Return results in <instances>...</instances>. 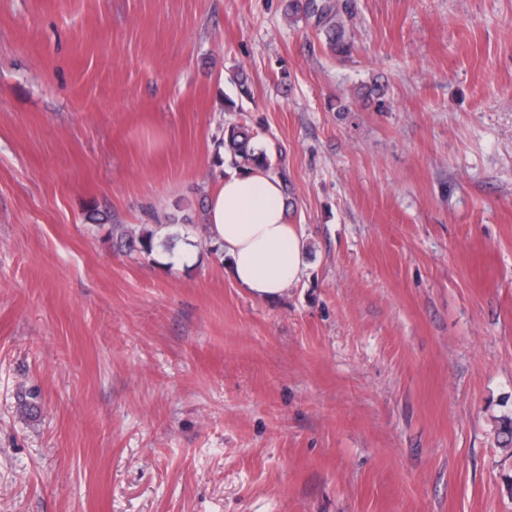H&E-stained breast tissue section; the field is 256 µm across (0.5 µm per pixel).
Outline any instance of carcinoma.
Listing matches in <instances>:
<instances>
[{
	"instance_id": "1",
	"label": "carcinoma",
	"mask_w": 512,
	"mask_h": 512,
	"mask_svg": "<svg viewBox=\"0 0 512 512\" xmlns=\"http://www.w3.org/2000/svg\"><path fill=\"white\" fill-rule=\"evenodd\" d=\"M285 14L291 22L300 20L310 24L324 37L328 48L337 55H348L353 49L349 23L353 12L349 0H286ZM218 145L224 147L231 164L241 170L259 168L277 175L283 182L285 194L292 195L288 171L273 163L268 149L261 143L258 133L246 124L230 123L223 128ZM142 228L135 231L125 224H113L109 235L119 249L150 256L159 246L157 230Z\"/></svg>"
}]
</instances>
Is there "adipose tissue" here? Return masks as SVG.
Masks as SVG:
<instances>
[{"label": "adipose tissue", "mask_w": 512, "mask_h": 512, "mask_svg": "<svg viewBox=\"0 0 512 512\" xmlns=\"http://www.w3.org/2000/svg\"><path fill=\"white\" fill-rule=\"evenodd\" d=\"M206 224L232 278L250 296L272 300L300 281L306 239L288 222L278 176L254 169L221 178L207 196Z\"/></svg>", "instance_id": "1"}]
</instances>
